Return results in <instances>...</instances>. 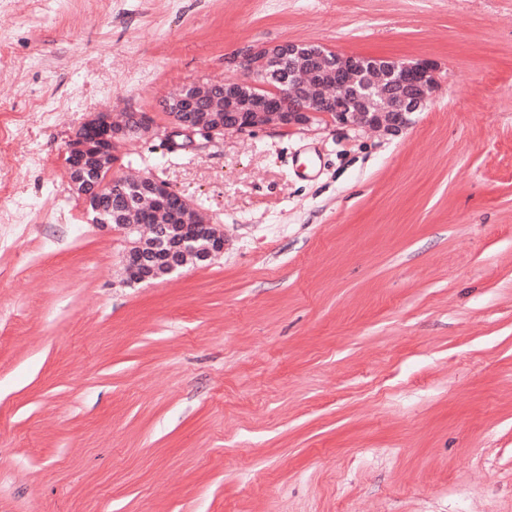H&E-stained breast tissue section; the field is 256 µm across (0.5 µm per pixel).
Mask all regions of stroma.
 <instances>
[{
  "mask_svg": "<svg viewBox=\"0 0 512 512\" xmlns=\"http://www.w3.org/2000/svg\"><path fill=\"white\" fill-rule=\"evenodd\" d=\"M283 41L440 86L396 137L169 147ZM104 111L221 257L125 283L64 155ZM0 512H512V0H0Z\"/></svg>",
  "mask_w": 512,
  "mask_h": 512,
  "instance_id": "35a3bbf8",
  "label": "stroma"
}]
</instances>
